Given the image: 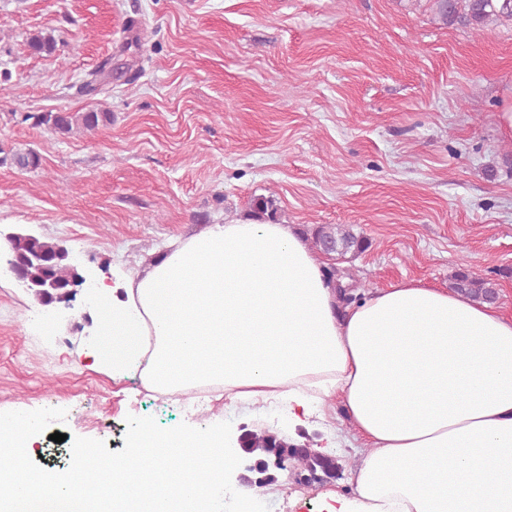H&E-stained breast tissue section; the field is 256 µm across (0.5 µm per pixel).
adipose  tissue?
<instances>
[{
	"label": "adipose tissue",
	"instance_id": "1",
	"mask_svg": "<svg viewBox=\"0 0 512 512\" xmlns=\"http://www.w3.org/2000/svg\"><path fill=\"white\" fill-rule=\"evenodd\" d=\"M291 224H209L98 282L89 356L302 421L337 397L363 452L335 512H512V316L401 281L342 305Z\"/></svg>",
	"mask_w": 512,
	"mask_h": 512
}]
</instances>
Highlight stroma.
I'll return each mask as SVG.
<instances>
[{"label": "stroma", "instance_id": "1", "mask_svg": "<svg viewBox=\"0 0 512 512\" xmlns=\"http://www.w3.org/2000/svg\"><path fill=\"white\" fill-rule=\"evenodd\" d=\"M52 33L37 54L31 34ZM112 62L109 92L81 85ZM104 106L110 125L57 138L27 117ZM512 28L476 35L433 20L426 0H0V148H35L40 169L0 166V233L59 243L83 275L138 269L170 238L251 217L308 232L349 224L368 248L328 258L357 292L402 280L448 286L461 268L499 283L512 315ZM0 254V412L62 409L37 434L39 466L66 471L75 437L123 449L128 417L165 429L230 422L309 448L331 445L337 477L299 462L233 488L269 512H325L358 460L337 399L291 423L287 405H233L203 389L161 393L139 374L91 370L96 302L40 305ZM65 434L62 443L52 433Z\"/></svg>", "mask_w": 512, "mask_h": 512}]
</instances>
